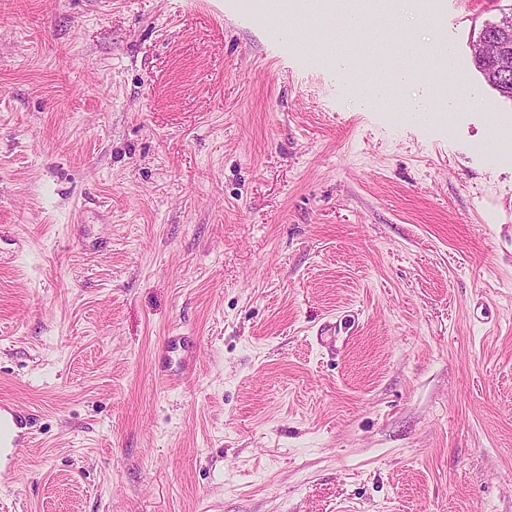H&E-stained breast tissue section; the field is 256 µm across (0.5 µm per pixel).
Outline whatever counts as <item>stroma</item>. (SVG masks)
<instances>
[{
    "label": "stroma",
    "mask_w": 512,
    "mask_h": 512,
    "mask_svg": "<svg viewBox=\"0 0 512 512\" xmlns=\"http://www.w3.org/2000/svg\"><path fill=\"white\" fill-rule=\"evenodd\" d=\"M508 8L395 14L441 122L263 0H0V512H512ZM491 42L495 48V59L500 69L505 73L512 71V27L507 24L498 28L495 33L483 30L477 42ZM475 64L490 86L512 98V75L509 77L497 75L492 68L491 60H478ZM394 88L393 81L389 76L384 80L370 81L359 85L353 96L352 106L359 112L369 108L373 102L380 103L389 97ZM189 342L186 336H167L165 345V360L169 366L176 365V372H184L189 369L190 358L188 357ZM26 411L18 404L6 400H0V456L2 452H8L6 457L14 460L19 448H25L28 437H22V429L27 427Z\"/></svg>",
    "instance_id": "stroma-1"
}]
</instances>
